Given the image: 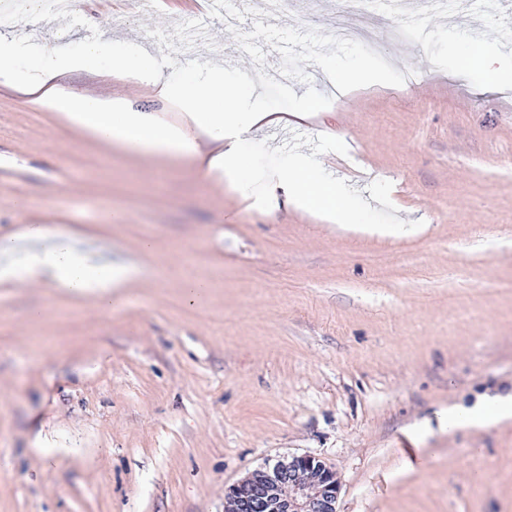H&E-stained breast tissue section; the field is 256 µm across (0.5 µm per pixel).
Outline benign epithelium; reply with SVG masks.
Listing matches in <instances>:
<instances>
[{
    "mask_svg": "<svg viewBox=\"0 0 512 512\" xmlns=\"http://www.w3.org/2000/svg\"><path fill=\"white\" fill-rule=\"evenodd\" d=\"M341 481L331 467L310 456H293L255 470L229 487L236 512H337Z\"/></svg>",
    "mask_w": 512,
    "mask_h": 512,
    "instance_id": "obj_1",
    "label": "benign epithelium"
}]
</instances>
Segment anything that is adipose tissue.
<instances>
[{
  "label": "adipose tissue",
  "instance_id": "1",
  "mask_svg": "<svg viewBox=\"0 0 512 512\" xmlns=\"http://www.w3.org/2000/svg\"><path fill=\"white\" fill-rule=\"evenodd\" d=\"M103 44H85L81 56L43 54L40 75L31 78L14 61V51L0 42V82L21 88L35 100L52 105L94 137L140 154L179 155L204 173L224 175L229 182L245 184L250 171L238 142L249 129L265 120L264 111L246 109L243 88L249 75L226 80L214 71L208 82L175 90L156 88L158 96L178 98L189 122L174 127L150 112H134L118 99L104 100L81 91L63 90L56 82L63 72L88 66L98 58ZM272 180L287 184L290 201L324 219L339 224L359 223L360 217L343 189L321 178L309 165L296 164L272 173ZM0 253L8 263L0 265V278L27 280L50 278L76 296L93 295L100 310L109 311L114 297L135 273L109 263H95L80 250L69 231L46 224L27 227L23 238L0 236ZM512 418V399L481 401L471 407L449 406L442 422L448 430L485 427Z\"/></svg>",
  "mask_w": 512,
  "mask_h": 512
}]
</instances>
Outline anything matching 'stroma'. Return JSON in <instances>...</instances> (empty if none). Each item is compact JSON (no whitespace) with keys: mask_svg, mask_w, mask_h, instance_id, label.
<instances>
[{"mask_svg":"<svg viewBox=\"0 0 512 512\" xmlns=\"http://www.w3.org/2000/svg\"><path fill=\"white\" fill-rule=\"evenodd\" d=\"M261 3L224 0L229 26L209 0H74L72 19L22 12L0 28L23 68L102 38L107 52L60 84L175 126L186 114L152 80L205 82L223 53L232 80L265 49L287 76L252 94L274 120L242 143L245 193L101 143L0 83V236L61 226L151 272L109 313L46 279H0V512H228L231 485L294 455L337 472L338 512H512V419L440 422L512 396V78L454 67L472 37L512 63V0H407L392 20L413 35L381 57L338 37L343 0L288 17ZM133 46L154 56L152 79L113 72ZM328 58L380 80L337 90ZM303 97L333 105L298 118ZM294 161L402 236L287 204L263 176ZM195 277L212 288L192 303L180 284ZM512 418V398L481 401L472 407L448 406L441 419L448 432L498 424Z\"/></svg>","mask_w":512,"mask_h":512,"instance_id":"35a3bbf8","label":"stroma"}]
</instances>
